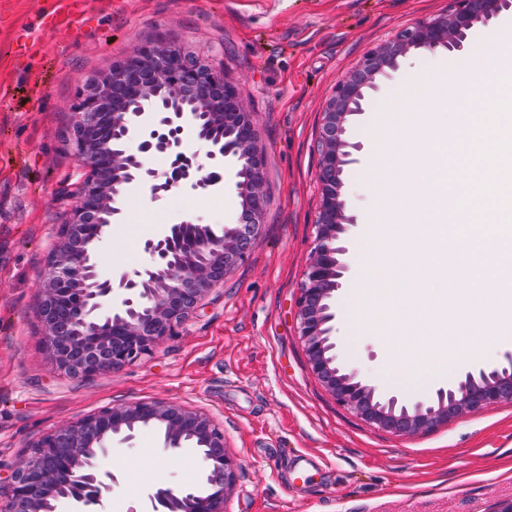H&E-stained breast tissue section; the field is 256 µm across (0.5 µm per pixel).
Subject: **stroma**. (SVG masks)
Returning a JSON list of instances; mask_svg holds the SVG:
<instances>
[{"instance_id":"stroma-1","label":"stroma","mask_w":512,"mask_h":512,"mask_svg":"<svg viewBox=\"0 0 512 512\" xmlns=\"http://www.w3.org/2000/svg\"><path fill=\"white\" fill-rule=\"evenodd\" d=\"M449 0H99L83 34L60 41L38 15L47 0H16L0 25V500L13 466L62 423L102 407L166 399L210 414L239 465L224 512H493L512 498V404L471 412L405 437L369 426L311 373L296 330V301L313 247L319 205L321 113L337 79L377 43L443 13ZM165 37L215 66L254 112L266 157L263 235L176 336L149 357L92 379L60 374L34 312L38 282L80 178L67 141L81 78L103 72L142 43ZM459 53L421 51L380 84L349 134L362 145L343 195L355 224L336 298L339 358L361 377L405 397L448 377L396 376L380 337L354 320L362 261L360 226L372 207L364 184L377 111L403 87L452 67ZM112 223L99 272L148 261L146 239L192 221L222 232L236 223L233 186L177 190ZM118 482L101 512H145L150 487L199 485L195 450L163 451L144 429L120 444Z\"/></svg>"}]
</instances>
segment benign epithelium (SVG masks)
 <instances>
[{
  "instance_id": "benign-epithelium-1",
  "label": "benign epithelium",
  "mask_w": 512,
  "mask_h": 512,
  "mask_svg": "<svg viewBox=\"0 0 512 512\" xmlns=\"http://www.w3.org/2000/svg\"><path fill=\"white\" fill-rule=\"evenodd\" d=\"M512 0H450L448 11L416 23L371 49L339 77L317 141L320 200L315 246L296 303L297 335L307 363L336 401L365 423L411 436L434 430L468 412L512 404V354L506 362L464 372L455 381L406 400L366 382L336 354V292L343 288L349 253L346 233L354 218L342 199L345 168L358 162L359 143L349 124L365 112L379 82L419 50L464 49L470 31L488 25ZM224 126V141L210 127ZM137 137L136 150L112 149V135ZM193 142L206 150L208 166ZM70 143L87 176L62 225L38 286L37 318L48 356L72 378L110 375L153 353L197 313L209 293L259 244L266 205V160L254 113L246 110L224 70L201 62L165 39L141 45L107 72L82 79L72 107ZM162 158L165 169L153 160ZM234 171L240 218L217 235L206 224H173L149 239V262L131 273L104 278L99 245L106 228L123 216L126 185L140 183L154 201L178 188L207 190L223 182L221 164ZM145 428L163 436L173 458L187 441L202 460L205 481L197 491L154 487L152 512H224L237 464L227 454L224 430L210 415L170 400H141L103 408L43 435L8 480L0 512H94L118 482L103 467L112 440L130 442ZM53 456L52 466L45 460Z\"/></svg>"
}]
</instances>
